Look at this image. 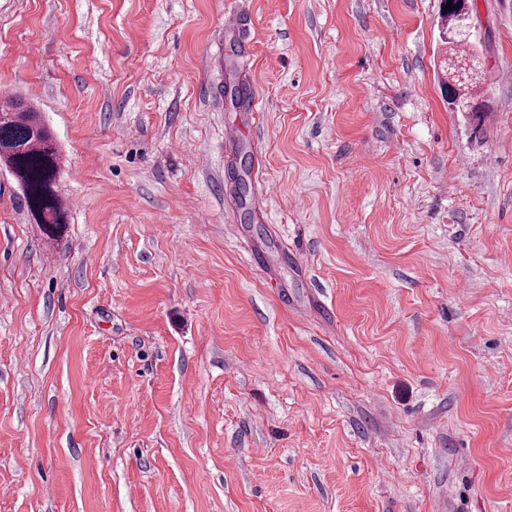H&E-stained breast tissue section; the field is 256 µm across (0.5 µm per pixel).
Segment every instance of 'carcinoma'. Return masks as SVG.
Instances as JSON below:
<instances>
[{
    "label": "carcinoma",
    "instance_id": "carcinoma-1",
    "mask_svg": "<svg viewBox=\"0 0 512 512\" xmlns=\"http://www.w3.org/2000/svg\"><path fill=\"white\" fill-rule=\"evenodd\" d=\"M459 4L461 0H440L442 37L453 50L451 57L471 59L475 54L459 55L454 48L460 43L448 38ZM447 75L448 80L443 85L448 104L472 103L470 120L475 126H482L487 111L478 103L477 87L481 84V73L460 77L451 68ZM0 164L20 185L23 205L32 223L40 225L47 238L60 237L69 223L68 209L59 190L63 168L61 151L36 106L12 96L0 97Z\"/></svg>",
    "mask_w": 512,
    "mask_h": 512
}]
</instances>
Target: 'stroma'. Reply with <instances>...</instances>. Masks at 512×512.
<instances>
[{
    "mask_svg": "<svg viewBox=\"0 0 512 512\" xmlns=\"http://www.w3.org/2000/svg\"><path fill=\"white\" fill-rule=\"evenodd\" d=\"M475 6L478 132L439 0H0L75 202L46 242L0 166V512H512V0ZM447 60L444 61V67H446L444 71L447 72L448 81H443V85L449 108L451 109V104L470 103L472 105L470 120L476 127H482L487 111L480 106L481 103L473 102L480 98L477 87L481 84V71L471 76L463 75L469 74L471 63L465 64V62H459L456 64L458 69L457 73L463 76H456L455 69L448 67Z\"/></svg>",
    "mask_w": 512,
    "mask_h": 512,
    "instance_id": "stroma-1",
    "label": "stroma"
}]
</instances>
